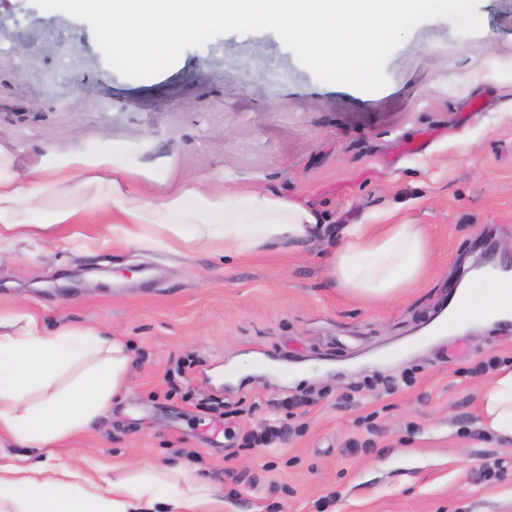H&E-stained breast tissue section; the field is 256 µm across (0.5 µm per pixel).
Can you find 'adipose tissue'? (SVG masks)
Returning a JSON list of instances; mask_svg holds the SVG:
<instances>
[{"label": "adipose tissue", "instance_id": "ef3b65f1", "mask_svg": "<svg viewBox=\"0 0 512 512\" xmlns=\"http://www.w3.org/2000/svg\"><path fill=\"white\" fill-rule=\"evenodd\" d=\"M146 174L116 154L80 148L47 152L21 165L0 148V246L53 238L59 225L103 216L113 236L141 248L194 246L245 255L269 247L294 248L324 238L319 214L265 190L207 187L193 178L168 184L160 201L143 194ZM428 259L417 224H391L374 235L369 225L342 226L329 275L342 287L377 299L415 282ZM483 284L480 320L451 313L449 329L512 318V270L476 272ZM131 362L126 345L94 328L47 332L35 322L0 316V435L45 448L90 426L118 395ZM483 426L512 440V369L483 393ZM0 512H224V501L195 470L149 468L117 481H93L72 463L37 459L0 463Z\"/></svg>", "mask_w": 512, "mask_h": 512}]
</instances>
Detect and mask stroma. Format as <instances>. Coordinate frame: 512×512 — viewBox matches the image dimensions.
I'll return each mask as SVG.
<instances>
[{"mask_svg":"<svg viewBox=\"0 0 512 512\" xmlns=\"http://www.w3.org/2000/svg\"><path fill=\"white\" fill-rule=\"evenodd\" d=\"M476 10L474 33L419 23L387 58L386 86L366 92L318 80L271 31L228 33L126 78L84 20L0 0V146L20 161L106 148L148 173L152 196L219 176L336 229L421 225L429 248L416 283L366 299L328 276L326 241L229 258L142 250L91 218L63 226L64 248L17 242L0 264V314L92 327L133 355L122 399L39 457L94 480L189 465L224 512H512V442L481 417L497 374L473 372L512 361V320L431 329L449 284L512 262V0ZM291 395L311 399L302 432L244 449L248 431L281 424ZM214 401L243 413L218 416Z\"/></svg>","mask_w":512,"mask_h":512,"instance_id":"obj_1","label":"stroma"}]
</instances>
